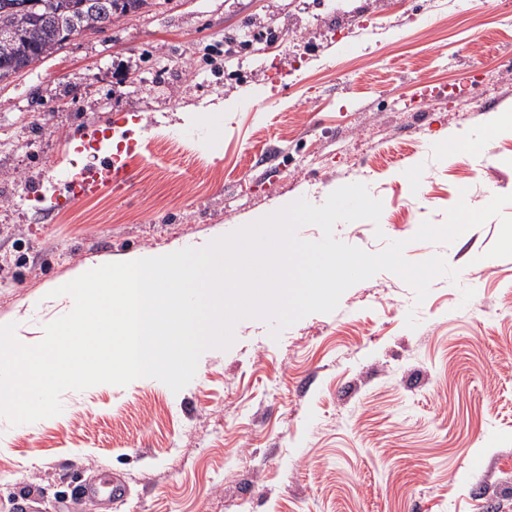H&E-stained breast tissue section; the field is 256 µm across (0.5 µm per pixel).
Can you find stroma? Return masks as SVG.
<instances>
[{
  "mask_svg": "<svg viewBox=\"0 0 512 512\" xmlns=\"http://www.w3.org/2000/svg\"><path fill=\"white\" fill-rule=\"evenodd\" d=\"M512 0H159L0 83V321L36 340L79 266L181 247L351 183L370 253L442 256L423 303L388 271L273 335L246 317L180 392L153 378L0 418V512H512V204L453 243L414 241L459 197L512 194ZM100 131L96 147L88 137ZM126 151L124 186L68 181ZM93 473L122 492L78 498Z\"/></svg>",
  "mask_w": 512,
  "mask_h": 512,
  "instance_id": "stroma-1",
  "label": "stroma"
}]
</instances>
